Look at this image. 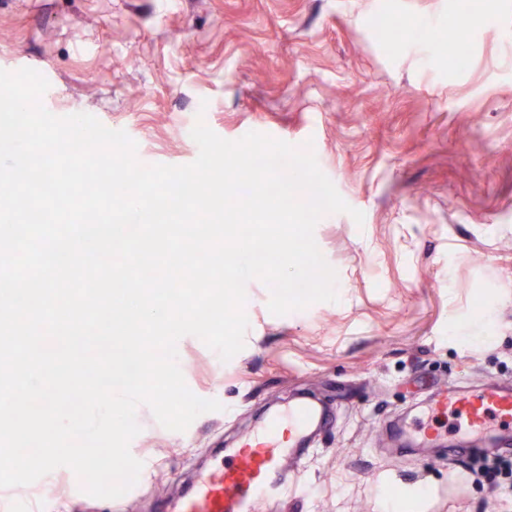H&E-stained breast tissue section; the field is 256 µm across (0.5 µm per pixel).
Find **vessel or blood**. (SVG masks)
Returning <instances> with one entry per match:
<instances>
[{
    "mask_svg": "<svg viewBox=\"0 0 512 512\" xmlns=\"http://www.w3.org/2000/svg\"><path fill=\"white\" fill-rule=\"evenodd\" d=\"M440 409L455 415L460 431L469 433L470 447L506 440L504 424L512 422V390L487 387L473 395L455 391L441 396ZM329 423L314 402L300 400L250 431L232 460L200 488L187 493L177 512H260L288 487L286 460L295 458L307 438Z\"/></svg>",
    "mask_w": 512,
    "mask_h": 512,
    "instance_id": "vessel-or-blood-1",
    "label": "vessel or blood"
}]
</instances>
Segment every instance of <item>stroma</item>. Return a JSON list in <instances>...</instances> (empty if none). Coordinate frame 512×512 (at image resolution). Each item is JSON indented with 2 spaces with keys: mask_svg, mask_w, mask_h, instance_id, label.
I'll return each mask as SVG.
<instances>
[{
  "mask_svg": "<svg viewBox=\"0 0 512 512\" xmlns=\"http://www.w3.org/2000/svg\"><path fill=\"white\" fill-rule=\"evenodd\" d=\"M468 17L465 65L402 30ZM512 0H0V69L50 83L43 107L95 116L137 143L145 165H186L197 121L312 147L364 214L324 215L315 241L338 299L283 316L254 279L245 347L229 361L178 344L188 388L222 408L182 432L136 410L139 491L121 512H174L241 435L309 396L331 422L289 463L297 498L262 512H512V471L487 480L454 417L433 447L406 434L448 386L512 382ZM51 512H114L66 467L0 488Z\"/></svg>",
  "mask_w": 512,
  "mask_h": 512,
  "instance_id": "35a3bbf8",
  "label": "stroma"
}]
</instances>
